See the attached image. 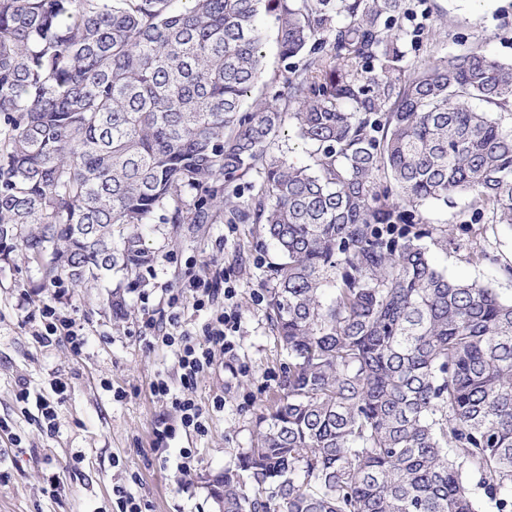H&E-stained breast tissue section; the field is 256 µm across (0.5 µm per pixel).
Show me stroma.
Here are the masks:
<instances>
[{
  "mask_svg": "<svg viewBox=\"0 0 512 512\" xmlns=\"http://www.w3.org/2000/svg\"><path fill=\"white\" fill-rule=\"evenodd\" d=\"M402 21L409 61L458 54L481 47L512 61V0H405ZM264 72L244 98L249 112L282 87L287 67L279 52L277 28L267 22ZM419 211L425 224L443 231L468 223L470 236L447 249L431 248L438 267L465 282H492L512 299V228L494 223L492 212L472 196L427 202ZM144 246L157 260L130 282L113 275L90 288L63 278L44 280L21 249L0 259V512H115L112 488L125 486L149 512H214L205 478L234 467L254 436L256 416L270 398L288 361L274 335L266 304L265 274L277 258L275 247L251 224H166L153 219ZM489 260H477L472 247ZM223 271L224 285L236 290L240 328L236 359L217 356L201 376L196 395L208 406L204 434L181 429L171 404L153 396L157 379L178 385L180 369L170 349L148 346L139 336L145 319L167 324L171 290L186 288L189 274ZM125 306L113 312L112 292ZM55 306L79 325L86 343L73 352L66 338L37 343L39 309ZM28 389V401L18 398ZM54 404L55 428L41 425L39 399ZM223 408H213L214 399ZM174 428L164 453L155 449L156 432ZM191 449L190 472L179 469L182 449Z\"/></svg>",
  "mask_w": 512,
  "mask_h": 512,
  "instance_id": "35a3bbf8",
  "label": "stroma"
}]
</instances>
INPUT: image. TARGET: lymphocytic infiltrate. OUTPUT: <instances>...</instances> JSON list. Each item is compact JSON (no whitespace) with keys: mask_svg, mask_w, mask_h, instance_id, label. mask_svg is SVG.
<instances>
[{"mask_svg":"<svg viewBox=\"0 0 512 512\" xmlns=\"http://www.w3.org/2000/svg\"><path fill=\"white\" fill-rule=\"evenodd\" d=\"M191 286L195 292L192 305H185L180 293L170 295L168 332L158 333L154 322L149 319L143 322L142 328L144 335L153 337L155 342L173 351L181 370V393H172L168 383L159 379L152 385L153 395L159 399L171 400L180 414L182 426L202 434L206 431V409L196 396L197 379L213 366L216 353L235 358L237 345L233 334L237 329L239 316L234 307V289L218 290L213 279L200 276L192 277ZM219 300L224 303V308L220 311L214 308ZM189 307L197 312L210 307L215 310L214 315L203 325L201 336L197 338L183 327L185 310Z\"/></svg>","mask_w":512,"mask_h":512,"instance_id":"f902f5d3","label":"lymphocytic infiltrate"}]
</instances>
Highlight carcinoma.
Instances as JSON below:
<instances>
[{
	"label": "carcinoma",
	"instance_id": "obj_1",
	"mask_svg": "<svg viewBox=\"0 0 512 512\" xmlns=\"http://www.w3.org/2000/svg\"><path fill=\"white\" fill-rule=\"evenodd\" d=\"M403 0H0V254L130 277L143 227L257 224L288 367L218 512H512V300L448 277L418 206L512 227V62L407 61ZM297 59L274 103L265 20ZM312 164L274 156L284 118ZM391 176L388 185L378 173ZM249 199L224 197L247 175ZM185 189L197 192L180 206ZM263 52V76L244 98L242 104V111L244 112L254 110L257 104L265 99H271L276 92L282 89V75L285 73L286 67L297 62V59L284 61L281 58L277 42V28L272 17L267 19Z\"/></svg>",
	"mask_w": 512,
	"mask_h": 512
}]
</instances>
